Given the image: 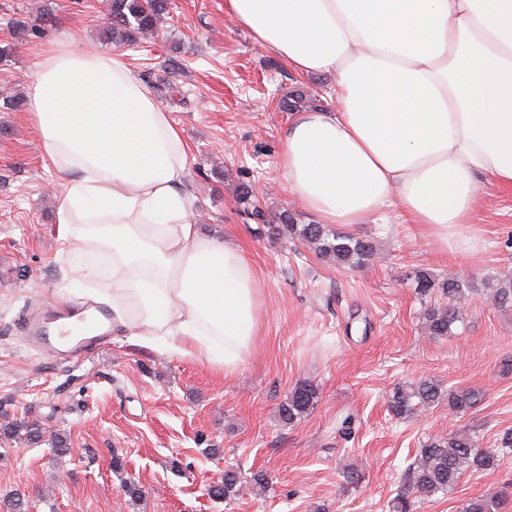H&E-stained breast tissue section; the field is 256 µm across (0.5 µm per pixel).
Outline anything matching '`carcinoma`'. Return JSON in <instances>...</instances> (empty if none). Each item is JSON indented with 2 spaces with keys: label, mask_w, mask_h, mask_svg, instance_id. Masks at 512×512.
Segmentation results:
<instances>
[{
  "label": "carcinoma",
  "mask_w": 512,
  "mask_h": 512,
  "mask_svg": "<svg viewBox=\"0 0 512 512\" xmlns=\"http://www.w3.org/2000/svg\"><path fill=\"white\" fill-rule=\"evenodd\" d=\"M169 15L168 0H107L105 21L100 24V37L105 43L135 45L139 40L162 29ZM179 63L172 59L164 64L166 75L159 79L158 92L172 98L180 93L173 77L179 74ZM287 232L291 238H299L312 245L314 251L342 267H361L374 253L369 239H361L343 232H331L321 224H295L292 216H279V224L270 226L267 232L281 235ZM415 288L424 296H436L437 300L423 312L425 328L432 336H451L453 328L462 318V304L469 296L483 290L500 305L512 306V278L490 276L477 286L466 279L439 280L428 270L416 273ZM448 397V409L465 413L481 400V393L471 388H450L443 391L434 381L420 379L396 387L387 398L389 410L402 417L418 410L434 406ZM319 398L317 386L300 382L281 405V417L292 423L307 416ZM499 464V456L477 448L474 438L466 431H456L445 438L431 439L417 449L414 461L408 468V490L398 493L388 502L389 512H415L416 502L412 495L425 499L439 493L453 491L462 476L469 471H491ZM240 490V478L234 471L224 472V483L211 489L216 498L231 499ZM499 501L495 496L471 498L463 504L461 512H498Z\"/></svg>",
  "instance_id": "1"
}]
</instances>
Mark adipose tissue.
Wrapping results in <instances>:
<instances>
[{
    "instance_id": "adipose-tissue-1",
    "label": "adipose tissue",
    "mask_w": 512,
    "mask_h": 512,
    "mask_svg": "<svg viewBox=\"0 0 512 512\" xmlns=\"http://www.w3.org/2000/svg\"><path fill=\"white\" fill-rule=\"evenodd\" d=\"M259 47L336 78L335 111L294 113L288 191L322 224H365L390 202L447 249L481 176L512 187V0H224ZM31 119L62 174L69 252L112 247L113 327L230 373L250 349L256 275L199 233L187 143L123 53L50 45Z\"/></svg>"
}]
</instances>
